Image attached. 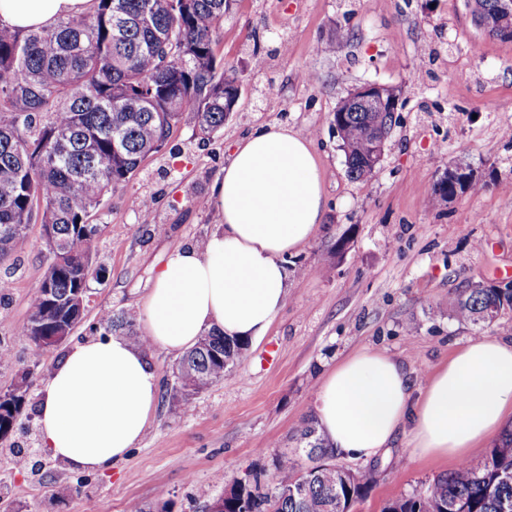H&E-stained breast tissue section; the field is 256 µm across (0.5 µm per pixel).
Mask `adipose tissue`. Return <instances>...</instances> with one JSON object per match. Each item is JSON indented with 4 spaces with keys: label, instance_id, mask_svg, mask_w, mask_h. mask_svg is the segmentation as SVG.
<instances>
[{
    "label": "adipose tissue",
    "instance_id": "1",
    "mask_svg": "<svg viewBox=\"0 0 512 512\" xmlns=\"http://www.w3.org/2000/svg\"><path fill=\"white\" fill-rule=\"evenodd\" d=\"M92 7L91 0H0V27L47 28ZM211 201L216 231L168 251L144 304L151 344L174 356L211 332L259 337L283 307L284 259L309 242L325 211L310 140L273 127L238 141ZM158 397L146 348L127 336L74 345L42 390V444L69 469H107L141 441ZM315 413L320 433L345 458L377 457L406 431L420 456L469 461L512 420V341L466 343L419 390L400 362L361 351L327 373Z\"/></svg>",
    "mask_w": 512,
    "mask_h": 512
}]
</instances>
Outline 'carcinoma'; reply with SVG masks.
Here are the masks:
<instances>
[{
    "instance_id": "carcinoma-1",
    "label": "carcinoma",
    "mask_w": 512,
    "mask_h": 512,
    "mask_svg": "<svg viewBox=\"0 0 512 512\" xmlns=\"http://www.w3.org/2000/svg\"><path fill=\"white\" fill-rule=\"evenodd\" d=\"M231 0H95L85 16L59 18L50 28H0V264L10 261L26 227L51 228L68 257L54 268L52 292L37 291L18 334L36 347L63 324L83 318L73 305L97 274L86 228L107 196L124 189L178 126L204 140L232 116L237 78L216 51V30ZM393 115L348 112L339 135L348 176H368L374 135L390 133ZM460 322L483 327L512 312V291L476 283L451 303ZM106 326L148 347L132 319ZM249 349L247 340L207 334L175 368L174 412L189 410L199 392L224 379ZM26 400L0 403V439ZM311 465L273 457L275 480L236 481L222 512H351L375 482L373 469L350 475L313 427L301 433ZM512 505V431L478 466L460 464L422 491L389 502L382 512H502Z\"/></svg>"
}]
</instances>
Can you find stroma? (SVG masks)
<instances>
[{
    "mask_svg": "<svg viewBox=\"0 0 512 512\" xmlns=\"http://www.w3.org/2000/svg\"><path fill=\"white\" fill-rule=\"evenodd\" d=\"M218 40L239 81L236 110L208 142L188 127L174 131L94 216L98 273L68 343L106 337V313L130 315L145 333L143 302L166 253L215 231V208L197 199L210 197L234 144L257 129L287 126L311 139L323 222L286 257L288 296L270 328L187 414L170 409L175 357L150 349L160 383L154 416L141 442L103 472L70 470L40 447L36 407L64 347L39 349L17 333L48 265L41 227L29 225L12 270L0 266V389L25 372L32 381L0 440V512H130L155 506L162 491L170 512H206L252 471L271 483L275 455H301L315 390L345 357L382 351L421 384L468 341L512 340L511 316L478 328L450 312L468 285L512 283V139L503 135L512 128V42L476 28L465 0H233ZM425 53L431 75L419 83ZM366 82L398 87L402 107L377 170L354 180L331 120ZM450 163L470 166L483 189L429 204L428 188ZM143 196L154 202L151 226L138 222ZM33 446L38 456L16 466L15 449ZM455 466L418 456L400 434L352 512H381Z\"/></svg>",
    "mask_w": 512,
    "mask_h": 512,
    "instance_id": "obj_1",
    "label": "stroma"
}]
</instances>
